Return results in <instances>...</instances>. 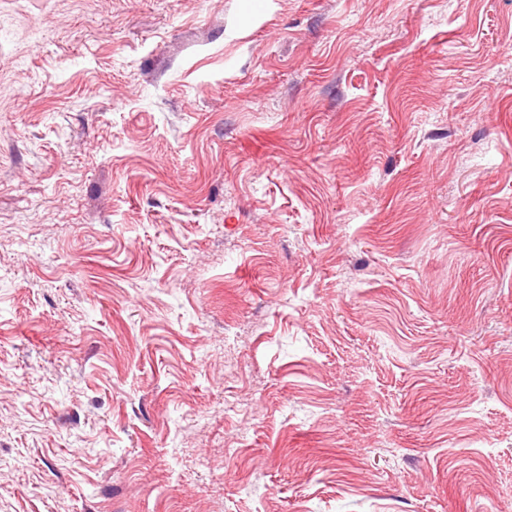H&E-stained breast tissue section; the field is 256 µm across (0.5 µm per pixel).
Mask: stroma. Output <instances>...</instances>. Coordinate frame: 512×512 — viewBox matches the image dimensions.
Here are the masks:
<instances>
[{
	"label": "stroma",
	"instance_id": "35a3bbf8",
	"mask_svg": "<svg viewBox=\"0 0 512 512\" xmlns=\"http://www.w3.org/2000/svg\"><path fill=\"white\" fill-rule=\"evenodd\" d=\"M0 512H512V0H0Z\"/></svg>",
	"mask_w": 512,
	"mask_h": 512
}]
</instances>
